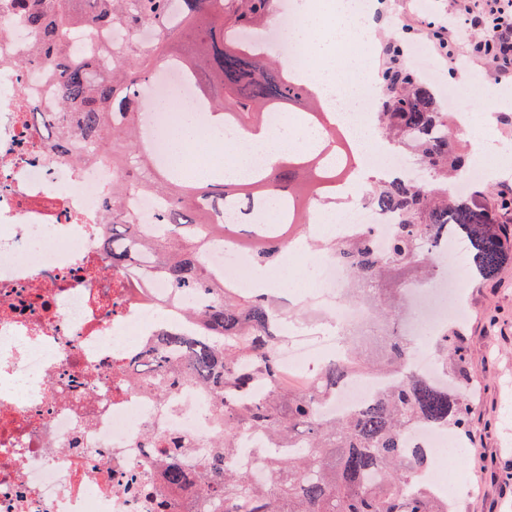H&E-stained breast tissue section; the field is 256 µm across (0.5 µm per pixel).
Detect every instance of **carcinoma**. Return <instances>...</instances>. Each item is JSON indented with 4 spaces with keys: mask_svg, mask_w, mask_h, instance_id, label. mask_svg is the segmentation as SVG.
Returning <instances> with one entry per match:
<instances>
[{
    "mask_svg": "<svg viewBox=\"0 0 512 512\" xmlns=\"http://www.w3.org/2000/svg\"><path fill=\"white\" fill-rule=\"evenodd\" d=\"M277 0H16L24 22L35 34L28 56L57 74L60 111L45 133L57 155L81 149L112 147V208L107 212L110 235L102 248L114 269L131 266L143 254L179 291L199 290L207 296L196 312L207 324L203 334L164 332L157 358L184 356L190 375L212 387L215 410L224 416V447L200 462L197 489L224 502L222 512H448L418 481L428 459L407 445L417 424L451 427L468 433L473 408L466 392L432 385L412 370L416 351L410 341L391 333L384 361L394 381L362 409L326 420L318 405L327 388L345 374L374 371L372 361L353 347L341 362L318 372L315 389L305 392L279 381L275 344L281 311L266 292H239L219 286L202 265L205 240L224 241L235 225L251 228L246 243L264 266L276 265L288 244L286 231L301 230L323 194L298 184L308 167L332 184L351 171L350 152L313 103L318 94L294 82L279 65L232 34L250 30L276 10ZM153 26L160 38L145 45L139 29ZM110 28L125 36L121 58L108 68L72 56L64 35L75 30ZM171 58L186 63L202 93L210 120L231 123L253 135L267 131L265 113L309 103L303 124L320 130L308 153L254 171L243 184H206L176 170L155 167L151 151L136 124L138 94L152 72ZM386 87L375 127L383 146L423 165L425 184L395 176L372 183L368 204L397 214L392 235L381 252L372 245L368 225L351 238L333 237L325 248L346 269L347 294L381 320L395 316L384 288L393 270L415 269L418 281L435 278L433 254L448 228L469 244L468 263L485 279L497 277L512 263V228L503 214L512 212V192L490 205L469 192L448 191V180L466 167L458 141L448 134V113L433 88L411 69L382 76ZM149 191L163 200L157 224L148 236L131 214L130 196ZM442 366L467 374L468 356L461 338L444 331L434 336ZM264 386L267 393L256 395ZM266 432L286 453H277V477L270 485L252 482L234 466L235 439L242 430ZM173 449L164 470L168 484L192 485Z\"/></svg>",
    "mask_w": 512,
    "mask_h": 512,
    "instance_id": "cac0c4a2",
    "label": "carcinoma"
}]
</instances>
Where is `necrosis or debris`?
<instances>
[{
    "mask_svg": "<svg viewBox=\"0 0 512 512\" xmlns=\"http://www.w3.org/2000/svg\"><path fill=\"white\" fill-rule=\"evenodd\" d=\"M297 0H279L273 29L249 34L266 53L288 56L291 73L308 81L300 46L280 30L299 26ZM0 512H205L190 491L163 480L169 440H179L190 477L202 456L224 441V419L209 384L189 376L187 359L163 372L144 370L162 329L198 333L200 299L176 291L139 263L108 268L100 247L112 202V156H58L33 119L58 111L55 73L41 62L18 67L32 36L11 0H0ZM198 88L182 67H159L142 88L138 124L157 166L169 164L165 131L177 122ZM167 102L165 112L153 111ZM374 229L384 249L394 217L355 206L336 233L358 225ZM209 270L238 290L254 287L259 265L233 239L204 253ZM316 280L304 284L311 316L289 327L276 349L284 376L312 379L313 366L343 358L345 344L366 319L344 301V268L332 253L316 262ZM461 273L442 272L433 283L407 291V333L439 328L452 312L449 286ZM387 378L346 375L319 405L340 417L370 402ZM410 445L431 459L420 483L455 512L457 476L445 468L455 435L420 425ZM236 464L268 483L270 441L244 431L236 437Z\"/></svg>",
    "mask_w": 512,
    "mask_h": 512,
    "instance_id": "obj_1",
    "label": "necrosis or debris"
}]
</instances>
